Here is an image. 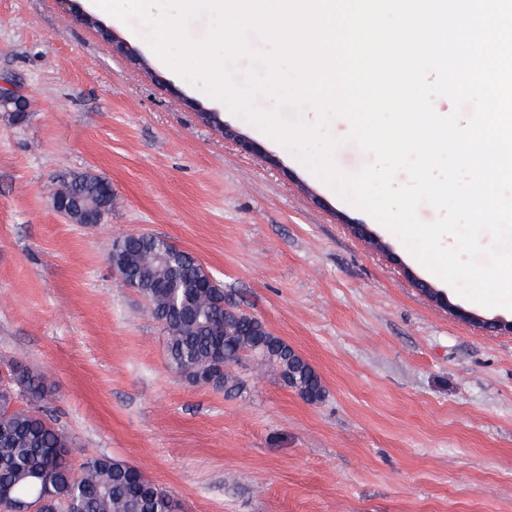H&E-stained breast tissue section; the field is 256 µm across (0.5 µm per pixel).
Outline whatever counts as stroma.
<instances>
[{
    "label": "stroma",
    "mask_w": 512,
    "mask_h": 512,
    "mask_svg": "<svg viewBox=\"0 0 512 512\" xmlns=\"http://www.w3.org/2000/svg\"><path fill=\"white\" fill-rule=\"evenodd\" d=\"M75 5L0 0V81L30 101L22 120L0 112V378L13 364L50 378L39 411L68 438L72 466L124 460L183 512H512V335L448 308L506 321L512 309L459 296L160 61L149 27ZM114 34L139 61L113 50ZM84 172L112 183L103 223L53 207ZM136 231L193 253L230 302L304 355L323 399L247 361L231 392L173 370L161 324L112 273L113 241ZM448 310L450 313L456 317L458 320L471 324L475 327L491 331L497 332L499 334H509L512 335V321L505 320H485L476 315L471 314L470 312L454 306H449Z\"/></svg>",
    "instance_id": "obj_1"
}]
</instances>
